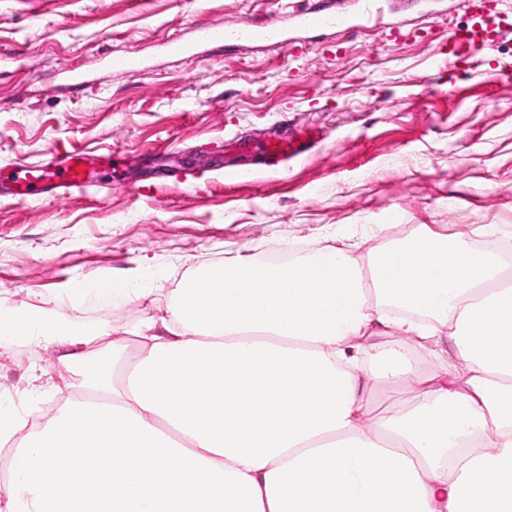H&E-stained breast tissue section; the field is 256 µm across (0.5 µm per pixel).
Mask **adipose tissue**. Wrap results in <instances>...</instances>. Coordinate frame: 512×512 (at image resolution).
<instances>
[{
	"mask_svg": "<svg viewBox=\"0 0 512 512\" xmlns=\"http://www.w3.org/2000/svg\"><path fill=\"white\" fill-rule=\"evenodd\" d=\"M492 230L198 271L128 364L106 326L0 306L1 346H55L82 386L0 403V512H512V271ZM378 337L396 343L367 355ZM406 341L453 355L424 374ZM374 381L420 389L374 414Z\"/></svg>",
	"mask_w": 512,
	"mask_h": 512,
	"instance_id": "ef3b65f1",
	"label": "adipose tissue"
}]
</instances>
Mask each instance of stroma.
<instances>
[{"label": "stroma", "mask_w": 512, "mask_h": 512, "mask_svg": "<svg viewBox=\"0 0 512 512\" xmlns=\"http://www.w3.org/2000/svg\"><path fill=\"white\" fill-rule=\"evenodd\" d=\"M380 19L278 47L166 55L202 23L266 16L290 0H0V168L58 146L100 160L84 193L0 198V293L52 316L126 337L164 315L193 273L243 255L271 258L334 245L361 250L419 224L466 235L497 225L512 238V34L485 56L448 54L470 27L464 0L431 9L382 0ZM404 19L401 36L388 24ZM143 64L113 70L112 56ZM318 133L277 170L237 154V140ZM242 175L224 179V164ZM118 281L139 297L109 305L70 290ZM65 374L52 349L0 347V389L22 394L32 372Z\"/></svg>", "instance_id": "1"}]
</instances>
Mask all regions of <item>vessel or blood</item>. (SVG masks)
<instances>
[{"instance_id":"b4317fda","label":"vessel or blood","mask_w":512,"mask_h":512,"mask_svg":"<svg viewBox=\"0 0 512 512\" xmlns=\"http://www.w3.org/2000/svg\"><path fill=\"white\" fill-rule=\"evenodd\" d=\"M475 16L471 29L452 31L448 34V49L452 56L463 58L474 51L492 50L496 41L505 33V24L491 22L495 11L494 0H470ZM292 18L298 29L320 31L335 26V16L324 9L314 7L309 0H296ZM196 35L204 44L246 41L255 45H269L286 42L285 28L271 18H256L236 24H202L197 26ZM305 143H295L279 134H271L263 144L261 153L267 165L276 166L284 157L295 158L308 152ZM93 179L91 159L79 151L63 147L50 153L49 161L41 166L24 167L14 175L15 184L21 188L22 196L62 193L72 195L87 189Z\"/></svg>"}]
</instances>
